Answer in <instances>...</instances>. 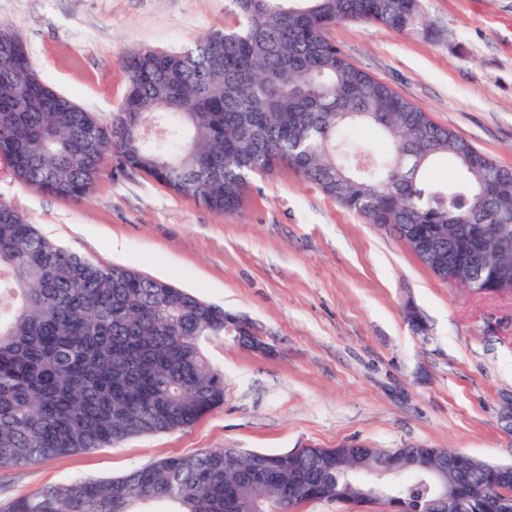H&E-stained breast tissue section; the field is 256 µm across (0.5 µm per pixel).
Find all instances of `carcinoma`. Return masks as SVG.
Returning <instances> with one entry per match:
<instances>
[{
    "instance_id": "cac0c4a2",
    "label": "carcinoma",
    "mask_w": 512,
    "mask_h": 512,
    "mask_svg": "<svg viewBox=\"0 0 512 512\" xmlns=\"http://www.w3.org/2000/svg\"><path fill=\"white\" fill-rule=\"evenodd\" d=\"M234 25L182 51L140 48L122 59L128 88L103 122L83 107L56 112L20 40L0 25V159L32 189L78 201L94 188L102 156L220 214L244 208L251 179L295 170L347 210L396 234L440 281L465 266L455 239L467 224L512 230V169L497 165L356 66L326 37L341 22L397 32L426 26L421 0H229ZM156 121L160 133L142 136ZM354 125L388 136L377 155L342 140ZM449 159L458 180L427 177ZM434 227L440 253L409 238ZM512 255L467 271L481 292ZM230 314L124 267L96 264L45 237L0 202V470L33 466L184 429L224 403V374L206 346ZM350 448L306 449L299 458L239 448L205 449L147 464L108 481L46 487L0 512H284L291 487L302 503L361 508ZM464 512H498V467L471 457L448 464ZM401 512H435L414 473Z\"/></svg>"
}]
</instances>
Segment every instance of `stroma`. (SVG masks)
Segmentation results:
<instances>
[{"label":"stroma","instance_id":"1","mask_svg":"<svg viewBox=\"0 0 512 512\" xmlns=\"http://www.w3.org/2000/svg\"><path fill=\"white\" fill-rule=\"evenodd\" d=\"M422 4L431 32L343 22L327 37L434 122L512 168V0ZM0 23L22 38L47 84L106 121L126 93L124 53L187 48L234 17L229 0H0ZM1 200L80 255L251 320L275 349L214 341L207 355L224 373L222 406L187 429L0 470L1 505L205 448L421 445L512 463V296L443 283L403 241L293 170L255 177L235 217L109 160L78 202L38 193L0 168ZM409 303L424 331L407 319Z\"/></svg>","mask_w":512,"mask_h":512}]
</instances>
